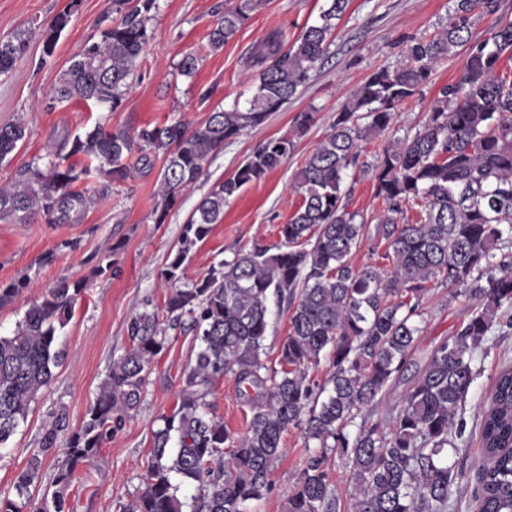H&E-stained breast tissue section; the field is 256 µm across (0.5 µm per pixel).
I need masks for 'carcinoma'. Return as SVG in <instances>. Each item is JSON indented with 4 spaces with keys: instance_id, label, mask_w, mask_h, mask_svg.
Returning a JSON list of instances; mask_svg holds the SVG:
<instances>
[{
    "instance_id": "1",
    "label": "carcinoma",
    "mask_w": 512,
    "mask_h": 512,
    "mask_svg": "<svg viewBox=\"0 0 512 512\" xmlns=\"http://www.w3.org/2000/svg\"><path fill=\"white\" fill-rule=\"evenodd\" d=\"M350 0H326L318 20L291 44L270 38L254 60L259 84L245 104L137 131L97 125L57 152L48 164H31L0 186V221L25 224L35 216L71 224L91 198L73 188L79 174L105 175L98 195L129 179L125 158L139 153L144 168L161 155L157 223L201 174L209 156L249 127L262 125L305 85L327 53L329 38ZM502 0H453L448 22L429 39L405 45L404 62L371 73L352 93L331 130L294 175L302 203L280 227L276 245L240 248L190 288L176 282L191 250L224 215V203L245 184L261 180L295 147L292 138L258 146L234 177L196 206L179 247L166 265L174 286L167 309L190 322L198 351L181 379L179 407L154 432L151 460L136 497L123 512H249L271 489L283 436L301 429L321 451L302 468L283 512H341L327 452L344 459L354 480L346 512H448L457 473L448 452L467 447L463 410L476 376L473 362L497 319L512 309V76L500 69L512 58V20L499 14ZM121 20L83 47L59 77L53 99L94 102L117 110L127 79L149 40L156 0H113ZM268 0H226L210 33L219 49ZM76 2L43 31V54L53 55ZM494 16L487 35L475 17ZM463 45L468 54L455 81L442 86L412 136L390 139L371 166L375 196L386 206L377 235L387 267H352L351 254L366 233L362 215L343 202L346 171L363 145L389 132L401 103L426 84L436 65ZM26 31L0 39V74L19 62ZM22 119L0 125V163L25 141ZM86 162L76 173L70 158ZM418 207L414 224L398 222ZM458 286L477 301L467 322L439 343L417 367L387 420L373 410L412 364L421 333L423 301L432 287ZM83 291L63 281L34 303L8 336L0 335V445L26 421L31 403L53 377L64 352L57 329L70 320ZM287 304L288 335L276 366L263 361L270 302ZM132 347L112 362L82 428L57 461L52 491L36 495L42 456L55 451L57 429L43 438L15 482V499L0 512H64L77 468L91 463L114 428L131 417L148 370L165 345L155 312L127 324ZM333 371L314 372L325 358ZM231 372L251 417L243 435H231L207 411L205 398ZM482 447L477 512H512V365L501 368L479 414Z\"/></svg>"
}]
</instances>
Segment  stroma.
I'll use <instances>...</instances> for the list:
<instances>
[{
    "mask_svg": "<svg viewBox=\"0 0 512 512\" xmlns=\"http://www.w3.org/2000/svg\"><path fill=\"white\" fill-rule=\"evenodd\" d=\"M69 0H0V38L26 30L24 58L0 76V124L23 117L28 125L25 142L0 163V185L14 181L21 168L47 164L64 140L102 124L137 129L176 120L204 121L213 110L230 107L237 98H249L258 84L251 60L274 33L294 41L313 24L326 0H269L254 13L220 50H212L210 32L224 10V0H156L149 22L150 40L129 77L130 89L117 110L75 101L51 102L59 76L90 38L119 21L111 0H80L52 57H44L42 29ZM452 0H350L346 14L330 39L328 53L312 72L308 83L280 111L260 126L246 130L208 158L198 179L183 192L165 219H158L160 167L134 170L130 179L114 185L99 198L102 182L97 173H83L81 157H74L82 175L74 188L93 202L75 224H48L35 217L27 224L0 222V289L31 278L32 285L0 304V335L11 334L35 297L61 280L81 281L70 322L57 332L64 360L51 384L32 403L29 415L16 433L0 446V501L14 498L13 483L33 454L39 452L45 432L62 421L57 450L43 459V480L51 482L71 435L82 427L114 359L131 346L129 320L137 313L155 311L166 336L162 352L154 359L139 406L133 417L112 434L100 454L78 470L65 512H121L142 485L153 447V433L163 416L178 407L181 374L195 356L196 342L186 325L173 323L166 303L170 293L162 273L175 251L184 224L200 199L217 184L232 178L247 156L261 143L283 136L295 137L293 154L260 181L240 188L224 206V216L210 235L190 253L182 276L190 287L208 275L213 266L233 251L260 243L277 244L281 224L287 223L302 198L291 192L293 175L318 146L336 120L337 113L355 88L372 72L396 67L403 61L407 41L435 34L448 16ZM194 55L192 75L180 72L185 55ZM466 48L437 65L430 81L401 104L390 129L392 137L414 134L441 86L460 73ZM314 114L312 126L296 136L294 119L302 112ZM383 144L365 145L356 166L349 168L343 190L349 210L360 212L368 226H376L385 206L375 195L369 170ZM476 307L474 300L451 289H432L423 305L416 361L466 322ZM512 363V329L495 330L486 351L474 363L477 376L462 417L472 440L467 460L457 463L459 487L449 512H473L471 493L476 486L473 460L480 455L478 414L503 363ZM209 411L224 421L233 435H242L250 411L238 395L233 374L218 380L207 398ZM316 442L302 430L284 436V452L276 461L272 488L251 504V512H282L309 455L318 453Z\"/></svg>",
    "mask_w": 512,
    "mask_h": 512,
    "instance_id": "35a3bbf8",
    "label": "stroma"
}]
</instances>
